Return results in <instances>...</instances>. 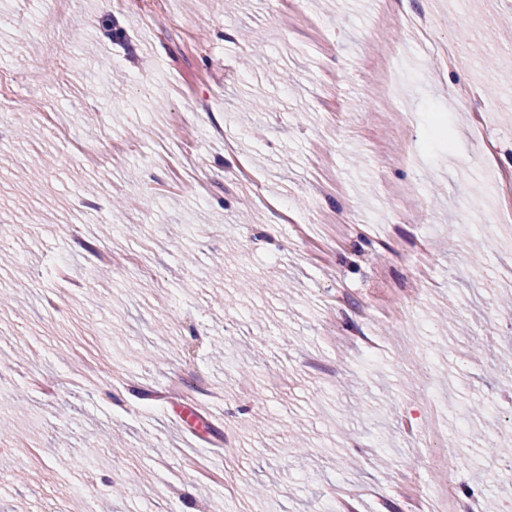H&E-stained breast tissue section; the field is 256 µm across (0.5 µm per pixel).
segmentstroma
<instances>
[{"mask_svg":"<svg viewBox=\"0 0 512 512\" xmlns=\"http://www.w3.org/2000/svg\"><path fill=\"white\" fill-rule=\"evenodd\" d=\"M43 10L0 0V512H428L450 485L512 512V234L483 165L512 189V0H160L149 31L137 0H74L29 32ZM427 237L414 293L396 251ZM174 382L208 386L191 427Z\"/></svg>","mask_w":512,"mask_h":512,"instance_id":"1","label":"stroma"}]
</instances>
